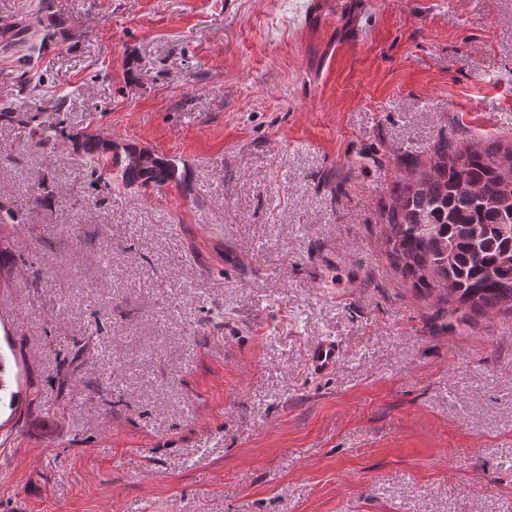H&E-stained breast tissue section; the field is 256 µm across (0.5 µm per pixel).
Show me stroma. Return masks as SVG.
<instances>
[{
	"instance_id": "35a3bbf8",
	"label": "stroma",
	"mask_w": 512,
	"mask_h": 512,
	"mask_svg": "<svg viewBox=\"0 0 512 512\" xmlns=\"http://www.w3.org/2000/svg\"><path fill=\"white\" fill-rule=\"evenodd\" d=\"M303 5L0 0L43 19L0 50V512H512V315L379 231L401 157L512 142V0H359L318 80ZM90 135L185 184H92Z\"/></svg>"
}]
</instances>
